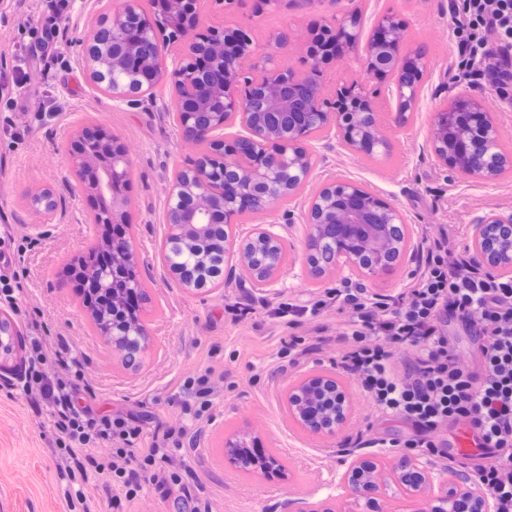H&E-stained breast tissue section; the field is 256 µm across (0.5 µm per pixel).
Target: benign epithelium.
<instances>
[{"mask_svg":"<svg viewBox=\"0 0 512 512\" xmlns=\"http://www.w3.org/2000/svg\"><path fill=\"white\" fill-rule=\"evenodd\" d=\"M229 9L235 0H121L103 14L102 28L84 43L83 61L91 83L112 101L138 108L153 100V90L166 85L176 125L206 145L192 164L177 169L169 184L165 211L166 235L171 242L191 245L224 225V269L210 288H222L240 272L252 288L264 293L279 280L287 262L280 234L265 224L237 228L248 214L268 210L273 199L301 196L317 163L314 142L323 132L356 153L385 154L378 88L371 83L326 81L336 59L308 58L296 71L281 63L288 43L280 32L269 35L266 47L256 45L251 28L228 23L205 29L193 41L183 39V18H201L205 5ZM328 24L342 47L341 56L357 60L371 78L389 79L388 98L396 102L393 122L408 123L419 107L429 79L425 56L412 48L405 27L393 14L379 17L362 36L361 13L355 0ZM487 90L457 89L448 106L434 114L428 147L435 159L455 175L492 183L512 173V150L502 147L497 118L486 111ZM238 126L243 135L232 142L224 130ZM100 141L111 153L106 165L86 151ZM67 166L85 192L107 203L91 210L85 223L95 229L92 253H105L99 263L111 276L136 267L141 252L130 233L131 217L123 189L132 165L127 149L102 126H78L67 155ZM30 203L52 215L61 211V196L49 186L26 191ZM304 251L307 273L323 280L347 269L374 279L395 269L410 249L406 221L400 210L360 182L335 180L321 186L304 205ZM468 254L485 272L512 279V212H488L471 225ZM170 278L189 292L205 285L184 277L179 267L165 265ZM141 293L140 280L124 288L97 289L105 302L87 303V320L121 363L131 369L152 347V336L139 320L121 321L126 296ZM18 327L0 317V366L14 349L1 337L15 336ZM288 416L303 432L336 437L347 422L348 398L336 376L310 372L284 395ZM254 439L238 430L224 439V463L241 469L258 467L281 471L274 458L255 463L247 456ZM346 490L345 512H378V494L392 487L423 503L424 512H464L469 504L480 512H495L478 485L426 466L421 455L402 454L390 468L354 457L341 475Z\"/></svg>","mask_w":512,"mask_h":512,"instance_id":"1","label":"benign epithelium"}]
</instances>
